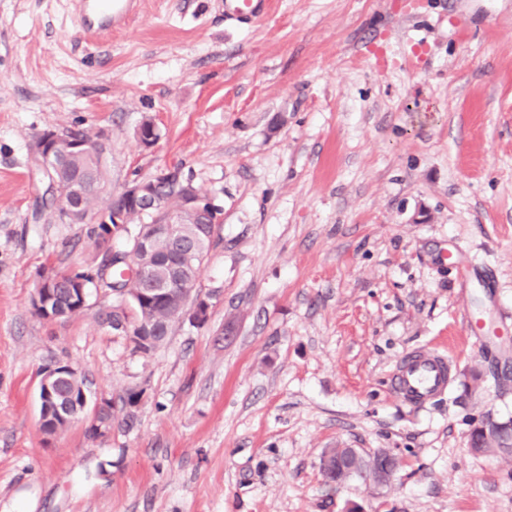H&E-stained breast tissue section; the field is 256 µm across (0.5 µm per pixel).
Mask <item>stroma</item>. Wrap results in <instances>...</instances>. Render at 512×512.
Returning a JSON list of instances; mask_svg holds the SVG:
<instances>
[{
    "label": "stroma",
    "mask_w": 512,
    "mask_h": 512,
    "mask_svg": "<svg viewBox=\"0 0 512 512\" xmlns=\"http://www.w3.org/2000/svg\"><path fill=\"white\" fill-rule=\"evenodd\" d=\"M64 128L105 139V193L176 167L221 211L209 320L151 355L101 324L109 291L31 307L43 266L97 254L33 219L30 144ZM418 349L452 370L414 409L390 374ZM59 359L139 390L133 427L45 435ZM487 416L512 420V0H139L97 38L74 0H0V512H512V455L468 450ZM327 448L395 477L327 484ZM266 0H224V17L226 19L259 18L266 5ZM395 456L390 451L382 449L372 455L364 478L373 485L377 481L389 482L395 474Z\"/></svg>",
    "instance_id": "35a3bbf8"
}]
</instances>
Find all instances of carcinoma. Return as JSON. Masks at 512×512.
Listing matches in <instances>:
<instances>
[{
    "label": "carcinoma",
    "mask_w": 512,
    "mask_h": 512,
    "mask_svg": "<svg viewBox=\"0 0 512 512\" xmlns=\"http://www.w3.org/2000/svg\"><path fill=\"white\" fill-rule=\"evenodd\" d=\"M55 179L71 202L74 216L83 211L96 210L99 193L95 184L107 179V168L95 160V154L84 152L64 157L54 169ZM128 221L124 243L116 246L114 241L96 232L93 225H86V236L93 240L96 248L102 252L98 265L87 271H80L74 276L63 278L56 288L55 299L51 309L56 319L65 320L82 312L80 306L69 301L67 285L79 279L86 290L107 288L112 291L116 304L103 310L101 323H109L112 332L127 338L133 350L144 355L154 352L168 340L164 329L172 328L179 319L178 306L183 293L179 288L170 289V296L165 302H155L152 298H140V293L156 287L169 279L170 269L159 259L168 254L176 256L184 241H196L194 265L185 270L192 279L198 278L200 267L208 256L215 238L206 237L200 232L198 224H177L174 236L158 238L152 249L141 252L131 248L133 240L140 234L144 224H135L133 220H153V215L143 213L130 206L127 208ZM141 400V392L130 389L119 397V403H110L107 408L97 412L93 420L112 425L120 420L125 426L134 424Z\"/></svg>",
    "instance_id": "cac0c4a2"
}]
</instances>
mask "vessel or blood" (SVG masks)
<instances>
[{
	"mask_svg": "<svg viewBox=\"0 0 512 512\" xmlns=\"http://www.w3.org/2000/svg\"><path fill=\"white\" fill-rule=\"evenodd\" d=\"M85 32L96 37L126 24L134 0H76ZM266 0H224L228 19L257 18ZM450 368L447 357L437 351H418L402 358L391 376L393 392L414 406L436 399L448 389Z\"/></svg>",
	"mask_w": 512,
	"mask_h": 512,
	"instance_id": "b4317fda",
	"label": "vessel or blood"
}]
</instances>
